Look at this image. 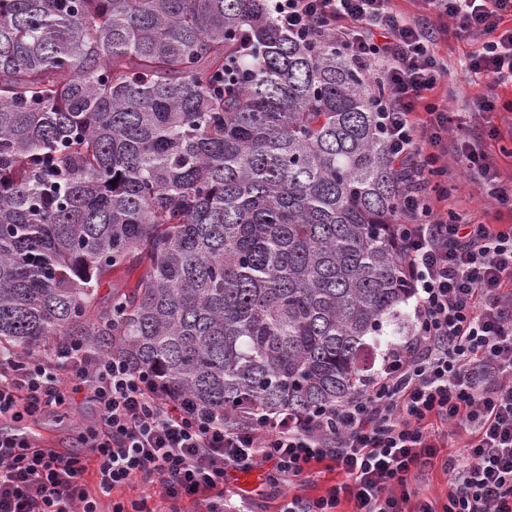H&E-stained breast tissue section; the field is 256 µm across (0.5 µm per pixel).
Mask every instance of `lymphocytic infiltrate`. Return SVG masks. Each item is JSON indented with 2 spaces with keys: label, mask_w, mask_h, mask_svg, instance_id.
I'll return each instance as SVG.
<instances>
[{
  "label": "lymphocytic infiltrate",
  "mask_w": 512,
  "mask_h": 512,
  "mask_svg": "<svg viewBox=\"0 0 512 512\" xmlns=\"http://www.w3.org/2000/svg\"><path fill=\"white\" fill-rule=\"evenodd\" d=\"M408 16L394 0H273L294 36L328 35L353 61L375 65L384 90L377 131L405 177L397 220L412 330L391 346L365 389L335 408L228 424L174 396L157 375L114 357L0 356V418L22 419L92 400L84 455H63L0 433V512H99L98 495L132 481L159 486L170 512L185 502L230 512L231 472L266 471V484L307 476L329 460L342 476L325 494L285 497L280 512H512V225L476 224L448 205L449 161L463 163L487 202L512 209L483 146L498 89L512 88V0H420ZM483 37L468 66L489 93L468 114L436 92L448 65L434 51L449 26ZM464 428L460 450L441 457ZM97 461L90 495L86 459ZM441 465L448 500L409 483Z\"/></svg>",
  "instance_id": "f902f5d3"
}]
</instances>
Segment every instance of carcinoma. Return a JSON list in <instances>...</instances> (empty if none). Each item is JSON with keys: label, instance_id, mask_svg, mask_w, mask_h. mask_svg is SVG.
I'll return each mask as SVG.
<instances>
[{"label": "carcinoma", "instance_id": "1", "mask_svg": "<svg viewBox=\"0 0 512 512\" xmlns=\"http://www.w3.org/2000/svg\"><path fill=\"white\" fill-rule=\"evenodd\" d=\"M370 72L269 0H0V354L224 422L357 393L408 296Z\"/></svg>", "mask_w": 512, "mask_h": 512}]
</instances>
